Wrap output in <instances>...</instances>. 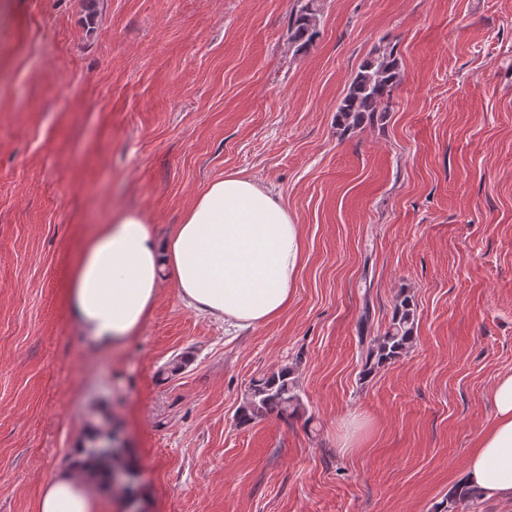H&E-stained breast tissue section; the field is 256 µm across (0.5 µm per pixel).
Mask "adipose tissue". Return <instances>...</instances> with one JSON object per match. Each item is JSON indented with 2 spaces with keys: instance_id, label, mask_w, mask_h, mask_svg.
Returning <instances> with one entry per match:
<instances>
[{
  "instance_id": "obj_1",
  "label": "adipose tissue",
  "mask_w": 512,
  "mask_h": 512,
  "mask_svg": "<svg viewBox=\"0 0 512 512\" xmlns=\"http://www.w3.org/2000/svg\"><path fill=\"white\" fill-rule=\"evenodd\" d=\"M303 253L298 226L271 190L228 175L208 183L165 238L132 209L97 225L75 262L67 305L83 336L102 350L139 332L166 279L197 313L256 326L287 309ZM493 405L461 484L512 500V372L498 377ZM89 470L78 458L54 472L37 512H96Z\"/></svg>"
}]
</instances>
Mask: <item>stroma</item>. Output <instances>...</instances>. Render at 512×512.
Wrapping results in <instances>:
<instances>
[{
  "mask_svg": "<svg viewBox=\"0 0 512 512\" xmlns=\"http://www.w3.org/2000/svg\"><path fill=\"white\" fill-rule=\"evenodd\" d=\"M299 3L0 0V512H36L95 427L144 512H435L460 483L512 372V0H318L298 53ZM388 46V112L341 133ZM227 174L299 227L287 312L233 331L168 281L124 347L90 346L66 288L94 227L167 235ZM404 295L412 347L362 377ZM285 365L302 409L238 425ZM316 22V0H304L300 8L291 13L288 20V42L293 44L297 51L306 50L313 44L317 36ZM401 64L392 50H383L366 59L352 79L346 95L336 108V126L344 134L388 112L393 91L399 84Z\"/></svg>",
  "mask_w": 512,
  "mask_h": 512,
  "instance_id": "stroma-1",
  "label": "stroma"
}]
</instances>
